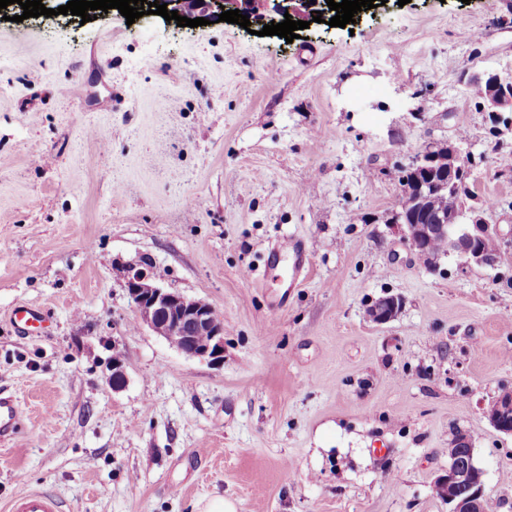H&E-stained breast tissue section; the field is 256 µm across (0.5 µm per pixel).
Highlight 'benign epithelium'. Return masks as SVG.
Returning <instances> with one entry per match:
<instances>
[{
  "label": "benign epithelium",
  "mask_w": 512,
  "mask_h": 512,
  "mask_svg": "<svg viewBox=\"0 0 512 512\" xmlns=\"http://www.w3.org/2000/svg\"><path fill=\"white\" fill-rule=\"evenodd\" d=\"M186 17H194L208 5L223 10H240L249 17L251 25L291 19H311L325 11V0H199L193 9L186 0H158ZM484 87L482 105L492 115L503 118L512 113V76L485 71L471 77ZM469 173V159L458 142L448 140L429 147L403 178V194L413 196V213L397 215L395 224L411 251L423 255L428 266H437L440 257L426 250L434 236L447 240V254L454 255L464 267L495 268L500 254L487 247L494 238L504 244L499 226L484 222L478 214H467L461 206L446 212L433 211L429 202L438 194L456 196L464 193ZM124 288L135 311L137 322L149 328L180 353L217 364L224 360V321L214 318V308L208 302L170 291L149 265H130L126 269ZM401 308L395 296L379 298L366 315L382 325L392 321ZM497 412L487 415L498 431L512 434V389L496 398ZM448 501V512H488L483 471L473 462V449L464 447L463 436H457L456 447L448 449V472L439 480Z\"/></svg>",
  "instance_id": "1"
}]
</instances>
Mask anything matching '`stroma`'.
Here are the masks:
<instances>
[{
	"mask_svg": "<svg viewBox=\"0 0 512 512\" xmlns=\"http://www.w3.org/2000/svg\"><path fill=\"white\" fill-rule=\"evenodd\" d=\"M42 2L55 16L0 19V388L25 411L0 512L29 490L63 512H448L460 434L512 512V435L486 416L512 388V245L432 269L394 224L404 169L453 139L465 206L512 230V120L468 84L512 74V0H387L290 43L214 10L191 28ZM290 235L296 279L267 260ZM139 262L213 306L222 364L137 325ZM19 305L48 329L20 335ZM282 252L288 254L292 260V267L295 276L305 267L308 261V251L305 241L299 237L286 238L279 245L274 246L270 252V258H273V262L278 261ZM401 308L400 300L395 296H385L379 298L371 305L366 315L370 321L382 325L392 321Z\"/></svg>",
	"mask_w": 512,
	"mask_h": 512,
	"instance_id": "stroma-1",
	"label": "stroma"
}]
</instances>
